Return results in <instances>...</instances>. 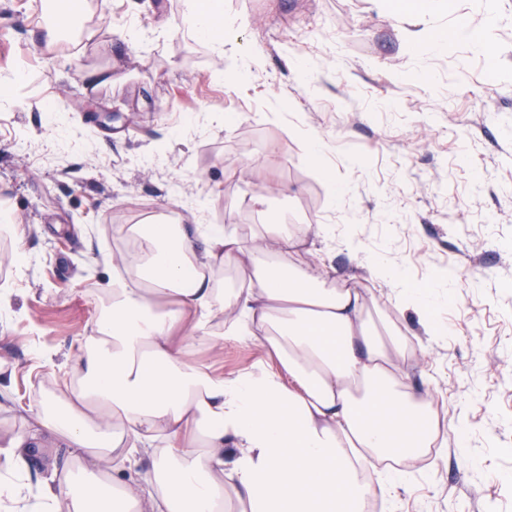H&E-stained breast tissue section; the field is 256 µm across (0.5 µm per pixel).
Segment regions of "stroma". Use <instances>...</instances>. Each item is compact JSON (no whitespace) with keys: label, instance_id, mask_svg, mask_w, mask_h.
I'll return each mask as SVG.
<instances>
[{"label":"stroma","instance_id":"1","mask_svg":"<svg viewBox=\"0 0 512 512\" xmlns=\"http://www.w3.org/2000/svg\"><path fill=\"white\" fill-rule=\"evenodd\" d=\"M55 0H0V442L32 434L28 474L75 466L38 431L43 400L78 385L76 360L136 224H331L309 260L327 287L373 297L372 319L422 343L406 382L465 452L407 465L396 512H512V0H218L236 56L184 21L189 0H74L70 46H44ZM412 50L406 32L484 28ZM250 73L233 78L240 59ZM329 148L320 165L304 139ZM346 190L334 197L330 178ZM265 193L257 206L254 195ZM450 281L437 335L397 305L349 242ZM227 341L195 360L233 376L266 359ZM452 36L455 40L467 44L473 50L484 53L488 58H492V48L477 31L466 26H458L452 30Z\"/></svg>","mask_w":512,"mask_h":512}]
</instances>
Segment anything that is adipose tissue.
Segmentation results:
<instances>
[{
	"label": "adipose tissue",
	"mask_w": 512,
	"mask_h": 512,
	"mask_svg": "<svg viewBox=\"0 0 512 512\" xmlns=\"http://www.w3.org/2000/svg\"><path fill=\"white\" fill-rule=\"evenodd\" d=\"M333 231L270 224L246 241L220 224L136 226L131 273L104 289L107 305L77 359L79 384L37 416L80 463L43 480L38 512H222L230 498L245 512H366L375 493L393 495L396 469L377 489L364 471L439 436L423 396L399 379L406 341L375 326L357 289L323 287L303 261H271ZM229 260L241 285L224 290L211 273ZM365 262L424 313L447 288H414L404 270ZM226 340L258 345L276 362L227 377L193 359ZM143 449L151 471L123 480Z\"/></svg>",
	"instance_id": "ef3b65f1"
}]
</instances>
